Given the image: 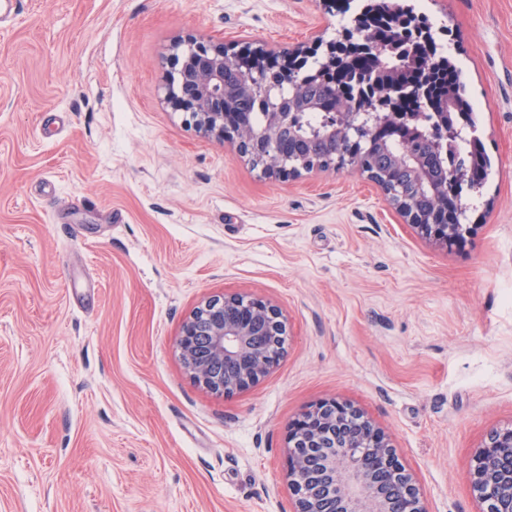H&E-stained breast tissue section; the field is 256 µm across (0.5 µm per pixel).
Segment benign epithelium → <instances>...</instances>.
Instances as JSON below:
<instances>
[{
  "label": "benign epithelium",
  "instance_id": "benign-epithelium-1",
  "mask_svg": "<svg viewBox=\"0 0 512 512\" xmlns=\"http://www.w3.org/2000/svg\"><path fill=\"white\" fill-rule=\"evenodd\" d=\"M355 40L344 30L326 43L321 63L333 65ZM165 99L189 115L200 133L229 145L262 173L289 179L322 168H336V150L352 143L366 151L373 141L361 135L368 122L382 128H410L423 119L399 112L387 103V91L376 82L369 90L376 112L330 115L321 133L310 137L295 123L298 104L296 73L277 80L288 85L260 125L244 112L227 111L232 96H252L271 89L261 68L241 70L237 54L224 44L179 41L172 47ZM455 135L448 126L430 128L433 147ZM392 163L411 174L406 187L375 172L368 177L416 232L441 244L463 237V225L447 219L454 193L448 184L460 173H446L444 183L412 150L392 151ZM427 198V208L420 206ZM287 335L282 311L252 295L227 293L201 303L184 320L178 339L180 356L190 377L224 397L244 392L266 377L283 350L271 348L269 337ZM288 484L295 496L293 512H428L412 474L405 468L388 435L359 408L335 398L311 406L288 427ZM469 478L492 512H512V428L494 429L471 460Z\"/></svg>",
  "mask_w": 512,
  "mask_h": 512
}]
</instances>
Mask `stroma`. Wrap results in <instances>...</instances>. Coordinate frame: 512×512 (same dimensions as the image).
Instances as JSON below:
<instances>
[{"instance_id":"obj_1","label":"stroma","mask_w":512,"mask_h":512,"mask_svg":"<svg viewBox=\"0 0 512 512\" xmlns=\"http://www.w3.org/2000/svg\"><path fill=\"white\" fill-rule=\"evenodd\" d=\"M0 23V512H290L288 426L354 404L429 512H480L512 426V0L426 3L492 163L453 246L348 166L274 180L164 99L194 38L286 55L336 0H17ZM278 306L285 353L226 398L185 371L205 298ZM469 478L478 498L492 509L512 512V428L494 429L471 460Z\"/></svg>"}]
</instances>
